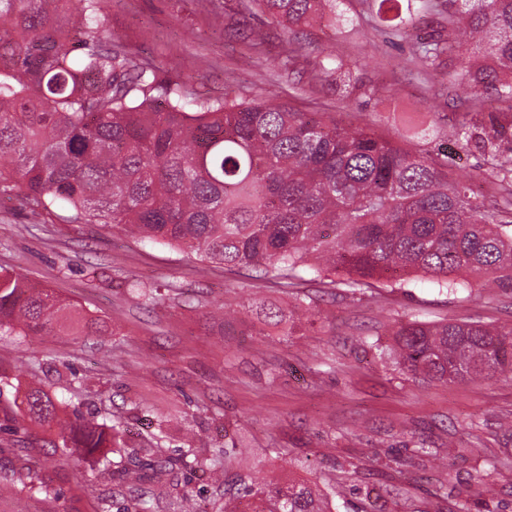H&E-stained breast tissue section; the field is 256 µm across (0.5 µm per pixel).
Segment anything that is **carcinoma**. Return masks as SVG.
I'll use <instances>...</instances> for the list:
<instances>
[{
    "instance_id": "1",
    "label": "carcinoma",
    "mask_w": 512,
    "mask_h": 512,
    "mask_svg": "<svg viewBox=\"0 0 512 512\" xmlns=\"http://www.w3.org/2000/svg\"><path fill=\"white\" fill-rule=\"evenodd\" d=\"M364 0L398 28L414 25L412 2ZM112 0H0V193L34 212H68L70 224H116L228 268L272 269L284 279L310 270L352 291L373 281L428 276L440 288L466 284L451 274L488 277L512 288V119L485 122V89L499 84L512 110V0H443L448 36L417 47L437 70L462 43L489 39L491 65L464 63L451 84L466 96L454 146L488 155L494 192L473 199L448 170V154L406 148L370 125L334 112H297L243 96L199 101L185 86L115 43L106 26ZM260 12L281 28V55L319 20L336 21V0H236L233 16ZM394 12L389 18L387 14ZM265 322H294L269 304ZM97 326L76 306L20 275L0 274V332L87 336ZM390 358L430 381L493 378L512 372V324L408 321L393 333ZM27 425L58 426L68 455L112 466L120 512H198L169 479L174 466L200 465L189 445L167 454L159 433L149 448L117 450L120 431L79 412L67 420L55 400L31 388L21 401ZM0 441V490L54 501L59 491L36 463L6 456ZM119 456L114 461L109 454ZM253 512H330L317 486L259 485L239 475L224 489V512L238 496Z\"/></svg>"
}]
</instances>
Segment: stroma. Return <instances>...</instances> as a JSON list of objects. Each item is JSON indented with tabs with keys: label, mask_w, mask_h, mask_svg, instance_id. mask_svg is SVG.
Listing matches in <instances>:
<instances>
[{
	"label": "stroma",
	"mask_w": 512,
	"mask_h": 512,
	"mask_svg": "<svg viewBox=\"0 0 512 512\" xmlns=\"http://www.w3.org/2000/svg\"><path fill=\"white\" fill-rule=\"evenodd\" d=\"M233 0H112L107 25L164 78L202 97L224 91L302 112L361 118L401 138L425 115L439 117L429 150L452 142L444 117L460 111L450 78L462 60L488 63L464 46L429 76L412 60L416 37L382 24L365 0H338L344 18L317 23L292 65L278 28L261 56L247 53L249 22L227 27ZM334 51L351 80L337 91L320 48ZM418 103L414 112L401 104ZM0 271L19 274L106 322L105 336L0 335V424L31 387L63 412L122 421L121 445L146 448L157 426L178 453L194 440L200 459L226 450L227 478L312 481L332 512H512V378L426 381L382 355L398 323H512V290L481 277L447 292L429 281L353 295L320 282L291 287L196 260L177 247L102 224H64L0 197ZM156 288L152 308L131 283ZM310 303L295 330L266 325L257 307ZM23 456L44 465L61 498L29 502L30 512H98L112 472L95 459L55 452L53 428L24 435ZM202 512H219L224 489L205 467L179 472Z\"/></svg>",
	"instance_id": "1"
}]
</instances>
